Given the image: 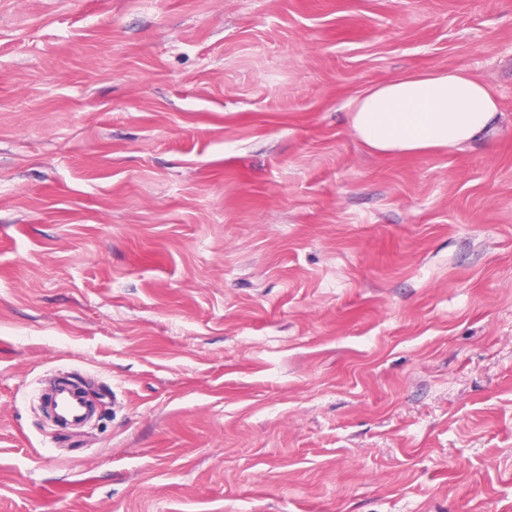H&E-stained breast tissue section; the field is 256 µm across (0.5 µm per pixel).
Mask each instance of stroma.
Here are the masks:
<instances>
[{"label":"stroma","mask_w":512,"mask_h":512,"mask_svg":"<svg viewBox=\"0 0 512 512\" xmlns=\"http://www.w3.org/2000/svg\"><path fill=\"white\" fill-rule=\"evenodd\" d=\"M448 68L482 138L353 136ZM0 512H512V0H0ZM347 109L357 139L388 155L460 148L481 137L499 112L488 86L462 69L409 70L373 85ZM44 417L53 423L79 429L89 424L96 415L83 389L72 383L52 386L40 396Z\"/></svg>","instance_id":"1"}]
</instances>
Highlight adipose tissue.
<instances>
[{
    "label": "adipose tissue",
    "instance_id": "adipose-tissue-1",
    "mask_svg": "<svg viewBox=\"0 0 512 512\" xmlns=\"http://www.w3.org/2000/svg\"><path fill=\"white\" fill-rule=\"evenodd\" d=\"M354 135L388 155L453 150L477 140L494 121L498 101L461 69L410 70L373 85L347 106Z\"/></svg>",
    "mask_w": 512,
    "mask_h": 512
}]
</instances>
